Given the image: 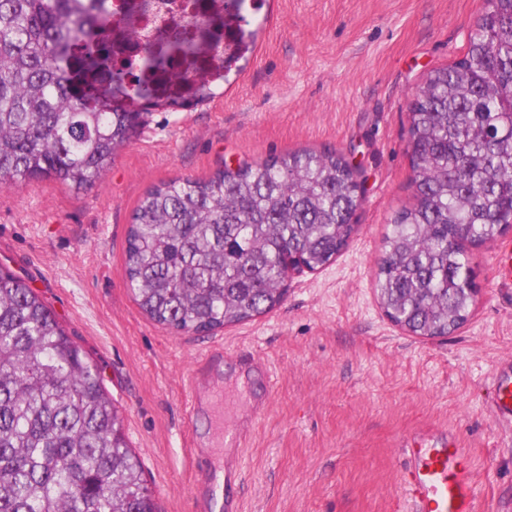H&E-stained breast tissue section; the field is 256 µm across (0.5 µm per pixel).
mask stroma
Listing matches in <instances>:
<instances>
[{"instance_id":"35a3bbf8","label":"stroma","mask_w":512,"mask_h":512,"mask_svg":"<svg viewBox=\"0 0 512 512\" xmlns=\"http://www.w3.org/2000/svg\"><path fill=\"white\" fill-rule=\"evenodd\" d=\"M484 0H228L223 97L146 114L101 182L56 179L0 190V266L21 277L97 367L159 512H203L190 375L234 407L239 359L267 398L239 468L244 512H409L403 450L415 433L457 435L471 451L475 512H512V427L490 410L496 367L512 366V283L495 244L471 248L478 295L454 333L423 338L385 315L373 288L390 219L414 201L408 104L427 72L464 56ZM334 148L357 169L358 230L327 267L289 280L282 304L214 333H172L134 302L124 271L133 210L151 187L224 164Z\"/></svg>"}]
</instances>
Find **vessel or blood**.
Returning <instances> with one entry per match:
<instances>
[{
    "instance_id": "vessel-or-blood-1",
    "label": "vessel or blood",
    "mask_w": 512,
    "mask_h": 512,
    "mask_svg": "<svg viewBox=\"0 0 512 512\" xmlns=\"http://www.w3.org/2000/svg\"><path fill=\"white\" fill-rule=\"evenodd\" d=\"M491 410L501 419L512 421V374L501 372L494 383ZM214 447H239L237 427L224 422V398L214 397ZM406 456L402 482L412 503V512H474V489L468 469L469 449L458 441L444 439L428 443L412 440ZM238 479L235 469L211 472L209 494L223 492L225 512H241V504L231 491Z\"/></svg>"
}]
</instances>
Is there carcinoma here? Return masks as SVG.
Listing matches in <instances>:
<instances>
[{
    "instance_id": "1",
    "label": "carcinoma",
    "mask_w": 512,
    "mask_h": 512,
    "mask_svg": "<svg viewBox=\"0 0 512 512\" xmlns=\"http://www.w3.org/2000/svg\"><path fill=\"white\" fill-rule=\"evenodd\" d=\"M105 0H0V188L100 181L145 113L213 98L157 97L106 111L71 72H113L74 57ZM414 203L384 240L376 286L386 315L415 336L464 324L474 297L468 242L512 224V0H488L466 54L430 71L408 113ZM357 173L333 149L297 150L150 188L127 231L125 275L155 323L206 334L283 300V258L330 264L356 231ZM0 512H158L99 372L20 277L0 268Z\"/></svg>"
}]
</instances>
